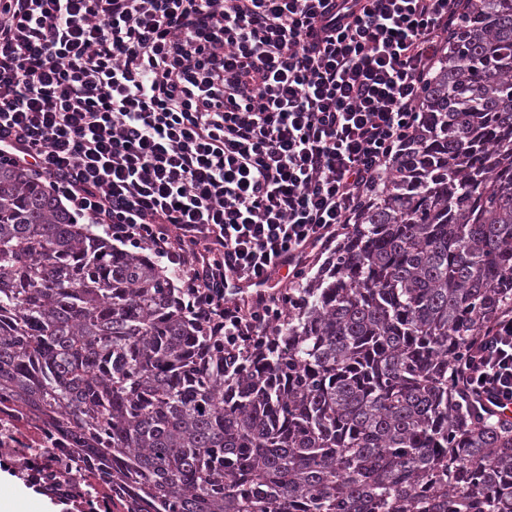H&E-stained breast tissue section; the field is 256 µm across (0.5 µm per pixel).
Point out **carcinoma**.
<instances>
[{
    "mask_svg": "<svg viewBox=\"0 0 512 512\" xmlns=\"http://www.w3.org/2000/svg\"><path fill=\"white\" fill-rule=\"evenodd\" d=\"M425 126L229 351L168 270L0 165V391L112 464L128 512H512V426L454 367L512 310V0H470Z\"/></svg>",
    "mask_w": 512,
    "mask_h": 512,
    "instance_id": "carcinoma-1",
    "label": "carcinoma"
}]
</instances>
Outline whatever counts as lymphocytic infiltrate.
I'll list each match as a JSON object with an SVG mask.
<instances>
[{
	"mask_svg": "<svg viewBox=\"0 0 512 512\" xmlns=\"http://www.w3.org/2000/svg\"><path fill=\"white\" fill-rule=\"evenodd\" d=\"M464 0H0V162L114 241L173 264L191 315L237 349L356 223L422 127ZM512 424V311L455 366Z\"/></svg>",
	"mask_w": 512,
	"mask_h": 512,
	"instance_id": "1",
	"label": "lymphocytic infiltrate"
}]
</instances>
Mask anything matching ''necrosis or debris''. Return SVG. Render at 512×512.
I'll use <instances>...</instances> for the list:
<instances>
[{"instance_id": "obj_1", "label": "necrosis or debris", "mask_w": 512, "mask_h": 512, "mask_svg": "<svg viewBox=\"0 0 512 512\" xmlns=\"http://www.w3.org/2000/svg\"><path fill=\"white\" fill-rule=\"evenodd\" d=\"M80 442L63 424L50 422L0 397V467L50 487L76 512H121L112 474L99 458L79 454Z\"/></svg>"}]
</instances>
